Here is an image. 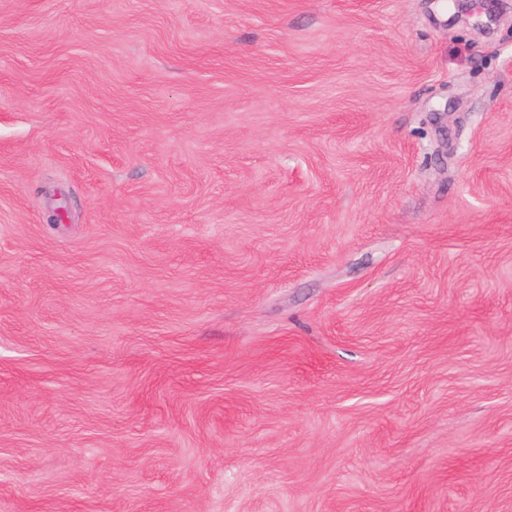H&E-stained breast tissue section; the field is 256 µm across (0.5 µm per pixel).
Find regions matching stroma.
<instances>
[{"label": "stroma", "instance_id": "obj_1", "mask_svg": "<svg viewBox=\"0 0 512 512\" xmlns=\"http://www.w3.org/2000/svg\"><path fill=\"white\" fill-rule=\"evenodd\" d=\"M0 512H512V0H0Z\"/></svg>", "mask_w": 512, "mask_h": 512}]
</instances>
